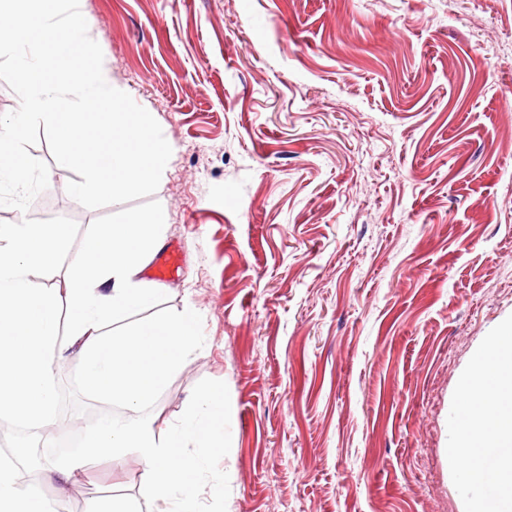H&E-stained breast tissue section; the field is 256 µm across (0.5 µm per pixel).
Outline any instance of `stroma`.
Segmentation results:
<instances>
[{
  "instance_id": "1",
  "label": "stroma",
  "mask_w": 512,
  "mask_h": 512,
  "mask_svg": "<svg viewBox=\"0 0 512 512\" xmlns=\"http://www.w3.org/2000/svg\"><path fill=\"white\" fill-rule=\"evenodd\" d=\"M113 82L172 155L154 195L97 209L47 142L29 211L70 252L163 212L180 276L108 332L187 310L201 344L144 407L157 427L209 391L230 428L203 512H464L447 419L487 333L512 315V0H83ZM61 434L122 417L78 359ZM47 503L140 499L143 465L92 457L79 483L26 471Z\"/></svg>"
}]
</instances>
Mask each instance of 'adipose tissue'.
<instances>
[{
	"label": "adipose tissue",
	"instance_id": "adipose-tissue-1",
	"mask_svg": "<svg viewBox=\"0 0 512 512\" xmlns=\"http://www.w3.org/2000/svg\"><path fill=\"white\" fill-rule=\"evenodd\" d=\"M165 217L138 214L105 224L77 256H69L62 225L19 221L0 224V416L36 426L50 424L57 407V375L69 357L95 396L124 408L125 419L82 430L80 445L54 455L64 483L77 482L94 456L138 455L144 466L141 493L156 512H200L195 483L208 472L211 448L228 428L216 425L208 394L195 395L178 426L162 432L143 412L199 344L193 316L183 311L128 331L105 335L116 316L154 301L158 291L140 274L161 248ZM68 260L62 286L34 290L28 275ZM73 313L68 342H59V314ZM194 452L183 456V445ZM13 466L0 465V512H48L41 496L21 488Z\"/></svg>",
	"mask_w": 512,
	"mask_h": 512
}]
</instances>
